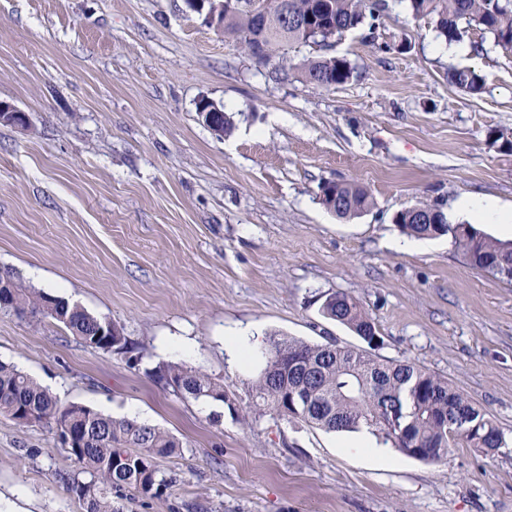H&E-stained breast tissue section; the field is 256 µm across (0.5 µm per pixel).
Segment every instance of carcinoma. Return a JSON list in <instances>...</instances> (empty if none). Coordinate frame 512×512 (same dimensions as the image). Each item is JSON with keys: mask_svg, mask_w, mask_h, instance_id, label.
<instances>
[{"mask_svg": "<svg viewBox=\"0 0 512 512\" xmlns=\"http://www.w3.org/2000/svg\"><path fill=\"white\" fill-rule=\"evenodd\" d=\"M247 0H228L224 7V37L260 63L302 46L324 45L363 25L374 27L384 10L382 0H266V25L258 27ZM416 18H426L437 34L462 43L473 31L481 40L471 51H485L484 40L512 58V0H407ZM305 81L314 88L347 83L353 68L336 57L306 58ZM448 81L466 94L479 95L484 78L471 68L448 72ZM331 212L352 220L371 210L369 190L354 181H338ZM418 214L400 212L396 223L418 238L447 236L471 267L512 280V241L493 238L471 224L441 227L421 224L417 216H445L439 203L418 202ZM13 287L0 299V313L63 325L83 344L106 352L129 353L128 342L112 321L95 317L68 300L28 288L11 271ZM321 314L345 326L368 345L381 341L372 316L352 297L332 293ZM152 375L166 389L184 398L224 401V384L210 374L183 363L163 364ZM297 393L306 399L293 408L284 398ZM300 418L327 432L369 430L401 453L426 462H442L460 444L485 455L508 447L503 430L447 380L409 363L379 361L366 352L334 344H309L293 338L270 340L266 367L255 384L253 411ZM25 410L32 424L54 427L73 458L76 469L60 476L85 506V512H124L113 500L124 490L156 498L173 486L160 470V461L181 452L182 443L152 425L117 420L88 406L65 405L15 367L0 362V415L14 418Z\"/></svg>", "mask_w": 512, "mask_h": 512, "instance_id": "1", "label": "carcinoma"}]
</instances>
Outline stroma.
<instances>
[{
    "label": "stroma",
    "instance_id": "obj_1",
    "mask_svg": "<svg viewBox=\"0 0 512 512\" xmlns=\"http://www.w3.org/2000/svg\"><path fill=\"white\" fill-rule=\"evenodd\" d=\"M386 3L375 30L289 52L277 78L185 0H0V100L31 122L0 124V270L112 320L130 348L0 316V362L182 442L161 464L171 494L130 512H512V282L445 236L387 246L419 201L512 206V152L494 141L512 131V59L449 53L404 0ZM308 56L345 59L353 77L313 88L297 70ZM461 67L482 94L449 83ZM202 96L232 116L230 136L198 121ZM353 179L375 205L344 222L320 186ZM336 292L374 318L373 358L447 379L507 448L381 466L299 419L242 425L271 336L365 347L322 316ZM170 362L219 378L225 402L163 389L149 370ZM73 468L54 430L0 416V512H84L58 479ZM448 81L469 95H479L485 88L483 76L471 68L449 71Z\"/></svg>",
    "mask_w": 512,
    "mask_h": 512
}]
</instances>
